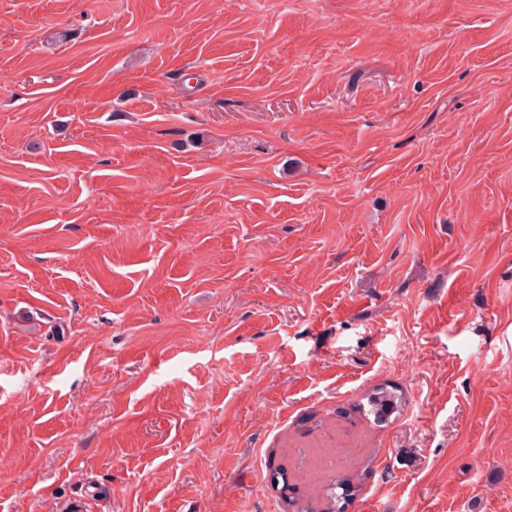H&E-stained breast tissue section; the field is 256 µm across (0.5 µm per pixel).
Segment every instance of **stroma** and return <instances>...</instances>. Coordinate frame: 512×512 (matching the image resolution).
I'll use <instances>...</instances> for the list:
<instances>
[{"label":"stroma","mask_w":512,"mask_h":512,"mask_svg":"<svg viewBox=\"0 0 512 512\" xmlns=\"http://www.w3.org/2000/svg\"><path fill=\"white\" fill-rule=\"evenodd\" d=\"M350 457L512 512V0H0V512ZM369 409L366 411L364 405L359 404V409L364 415H373L374 421L383 422L388 420L393 414L397 413L402 405L400 395L394 390H388L385 387L374 389L367 396ZM363 407V408H362Z\"/></svg>","instance_id":"1"}]
</instances>
